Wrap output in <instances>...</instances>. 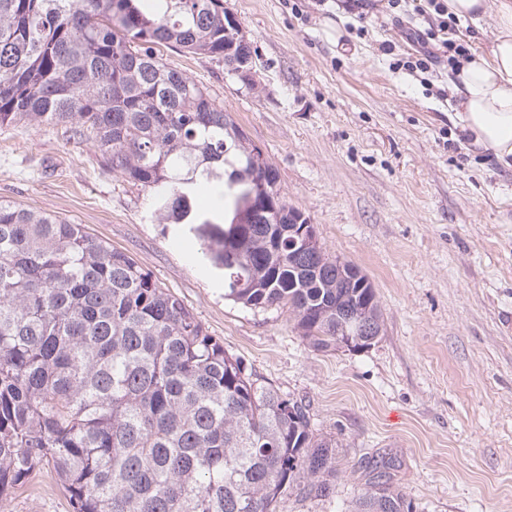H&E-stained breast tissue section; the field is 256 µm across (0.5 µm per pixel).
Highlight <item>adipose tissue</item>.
Masks as SVG:
<instances>
[{
    "label": "adipose tissue",
    "instance_id": "ef3b65f1",
    "mask_svg": "<svg viewBox=\"0 0 512 512\" xmlns=\"http://www.w3.org/2000/svg\"><path fill=\"white\" fill-rule=\"evenodd\" d=\"M455 18L481 25L493 18L496 35L474 52L457 73L452 118L471 146L492 151L501 163L512 160V0H445Z\"/></svg>",
    "mask_w": 512,
    "mask_h": 512
}]
</instances>
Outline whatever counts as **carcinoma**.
Instances as JSON below:
<instances>
[{
  "mask_svg": "<svg viewBox=\"0 0 512 512\" xmlns=\"http://www.w3.org/2000/svg\"><path fill=\"white\" fill-rule=\"evenodd\" d=\"M176 48L250 63L224 0H0V125L85 140L190 236L224 297L279 308L317 351L363 329L375 288L354 265L288 242L305 214L209 91L169 66ZM224 188L218 210L197 204ZM336 443L308 406L224 350L126 252L80 224L0 202V499L42 465L73 512H276L287 489L326 496ZM375 461L359 512H412Z\"/></svg>",
  "mask_w": 512,
  "mask_h": 512,
  "instance_id": "1",
  "label": "carcinoma"
}]
</instances>
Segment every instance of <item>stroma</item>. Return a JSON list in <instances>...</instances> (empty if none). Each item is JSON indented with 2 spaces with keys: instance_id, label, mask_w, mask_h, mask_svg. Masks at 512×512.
Listing matches in <instances>:
<instances>
[{
  "instance_id": "35a3bbf8",
  "label": "stroma",
  "mask_w": 512,
  "mask_h": 512,
  "mask_svg": "<svg viewBox=\"0 0 512 512\" xmlns=\"http://www.w3.org/2000/svg\"><path fill=\"white\" fill-rule=\"evenodd\" d=\"M347 0H224L254 50L250 79L176 49L264 152L328 256L376 290L382 332L361 350L317 351L288 314L226 300L187 242L148 217L146 191L94 147L49 126L0 125V201L84 225L178 295L225 349L307 404L335 439L325 496L285 491L277 512H352L373 461L415 512H512V167L463 144L455 74L393 70L426 18ZM0 512H72L53 471Z\"/></svg>"
}]
</instances>
